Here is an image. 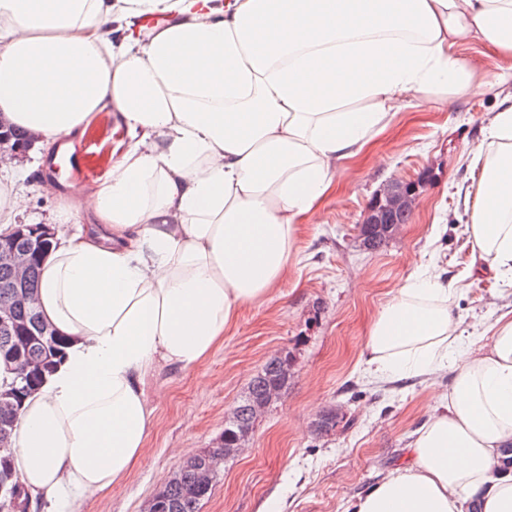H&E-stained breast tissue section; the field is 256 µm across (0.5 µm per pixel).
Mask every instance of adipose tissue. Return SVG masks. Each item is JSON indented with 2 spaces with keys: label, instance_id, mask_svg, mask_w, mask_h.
<instances>
[{
  "label": "adipose tissue",
  "instance_id": "1",
  "mask_svg": "<svg viewBox=\"0 0 512 512\" xmlns=\"http://www.w3.org/2000/svg\"><path fill=\"white\" fill-rule=\"evenodd\" d=\"M469 41L512 57V0H0V113L41 145L103 110L127 135L107 181L73 189L93 225L40 267V310L69 342L12 437L30 504L72 512L127 476L149 380L202 363L267 299L340 161L410 106L512 78L477 76L455 52ZM489 130L467 232L484 268L512 272V105ZM450 293L430 266L371 326L370 373L451 377L409 462L350 512H512V312L467 347Z\"/></svg>",
  "mask_w": 512,
  "mask_h": 512
}]
</instances>
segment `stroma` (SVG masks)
<instances>
[{"mask_svg":"<svg viewBox=\"0 0 512 512\" xmlns=\"http://www.w3.org/2000/svg\"><path fill=\"white\" fill-rule=\"evenodd\" d=\"M506 88L482 97L449 96L439 108L398 113L376 134L366 155L341 161L336 195L323 202L324 223L301 225L288 275L260 305L243 307L224 343L197 367L162 369L155 423L130 474L74 512H144L153 492L175 474L179 458L217 446L224 423L251 380L281 349L296 357L295 377L256 422L245 454L225 462L200 512H346L349 500L406 462L413 432L433 391L430 380L376 382L359 359L369 327L392 291L430 263L446 269L451 299L467 335L512 309V275L472 268L465 209L472 202V151L495 148L487 128ZM115 112L94 116L85 132L92 168H111L125 139ZM54 148L9 156L0 190L29 199L17 224H50L57 234L86 227L70 195L41 192V171ZM395 179L417 180L422 202L407 224L377 250L365 249L358 225L373 196ZM206 386H199L198 376ZM340 411L328 436L313 424Z\"/></svg>","mask_w":512,"mask_h":512,"instance_id":"stroma-1","label":"stroma"}]
</instances>
